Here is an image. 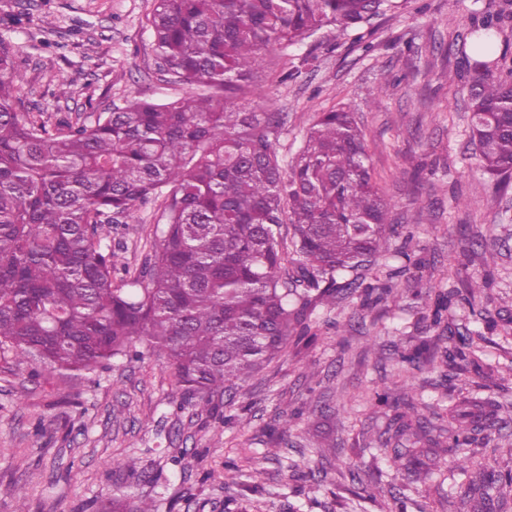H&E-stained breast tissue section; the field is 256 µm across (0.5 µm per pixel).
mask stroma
<instances>
[{
	"label": "stroma",
	"mask_w": 512,
	"mask_h": 512,
	"mask_svg": "<svg viewBox=\"0 0 512 512\" xmlns=\"http://www.w3.org/2000/svg\"><path fill=\"white\" fill-rule=\"evenodd\" d=\"M154 0H0V38L13 46L14 81L29 112L49 121L109 112L138 99L173 100L183 86L156 71L147 18ZM360 30L323 28L295 48L271 46L245 111L288 115L276 150L289 162L318 112L348 107L366 131L379 189L392 200L393 247L366 281L389 286L387 301L365 308L358 296L317 304L311 335L292 339L259 374L215 399L220 423L189 404L155 358L114 360L75 376L43 373L0 357V512H103L115 488L153 499L157 512H387L392 496L408 512H467L449 497L461 475L448 449L450 399L468 390L512 411V177L494 184L469 139L472 75L461 48L473 11L492 15L512 0H396ZM388 89L370 103L380 79ZM498 192L497 210L486 199ZM157 200L114 233L130 269L150 252ZM489 278L472 304L433 324L416 289L445 292L467 278ZM488 356L479 373L435 361L397 376V351L427 342L443 353L466 332ZM385 388L393 409L372 412ZM432 424L439 466L411 483L379 455V439L406 399ZM291 418L287 435L276 429ZM181 456L184 467L171 464ZM136 459L148 477L129 478ZM239 468L225 483L224 463ZM360 472L382 493L369 499Z\"/></svg>",
	"instance_id": "stroma-1"
}]
</instances>
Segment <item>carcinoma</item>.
I'll list each match as a JSON object with an SVG mask.
<instances>
[{"mask_svg": "<svg viewBox=\"0 0 512 512\" xmlns=\"http://www.w3.org/2000/svg\"><path fill=\"white\" fill-rule=\"evenodd\" d=\"M390 0H155L148 24L157 71L190 89L158 103L77 112L49 125L21 112L13 50L0 40V355L59 372H93L114 358L166 364L190 397L224 421L210 395L231 391L306 336L318 301L391 289L357 271L390 252L394 203L373 181L366 133L349 108L320 113L284 169L276 141L288 115L243 112L272 45L324 27L345 32ZM470 141L493 179L512 176V67L496 52L497 20L474 12ZM161 199L152 254L134 272L112 248V226ZM479 283L436 295L432 322ZM427 343L398 352L400 371L432 362ZM503 406L459 397L448 405L456 496L470 512L505 502L472 448ZM395 426L377 452L411 483L436 451L403 447ZM108 512H155L113 493Z\"/></svg>", "mask_w": 512, "mask_h": 512, "instance_id": "cac0c4a2", "label": "carcinoma"}]
</instances>
